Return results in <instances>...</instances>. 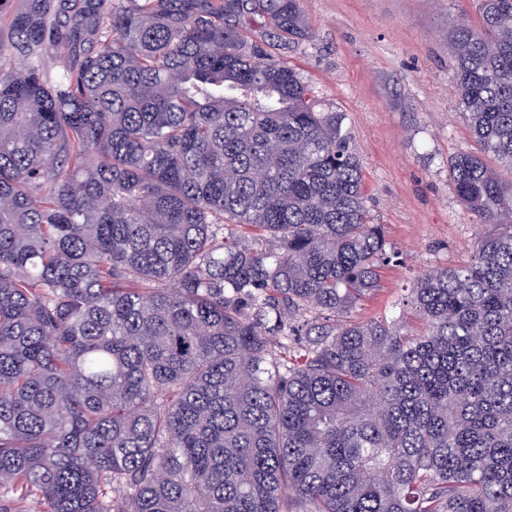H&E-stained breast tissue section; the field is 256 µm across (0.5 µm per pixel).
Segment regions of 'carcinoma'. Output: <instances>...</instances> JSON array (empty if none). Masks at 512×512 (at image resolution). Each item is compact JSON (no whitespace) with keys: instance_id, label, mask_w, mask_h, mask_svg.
<instances>
[{"instance_id":"obj_1","label":"carcinoma","mask_w":512,"mask_h":512,"mask_svg":"<svg viewBox=\"0 0 512 512\" xmlns=\"http://www.w3.org/2000/svg\"><path fill=\"white\" fill-rule=\"evenodd\" d=\"M66 2L0 38V512H512V0L448 31L480 231L415 330L353 317L400 252L300 0Z\"/></svg>"}]
</instances>
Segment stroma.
Wrapping results in <instances>:
<instances>
[{"label": "stroma", "mask_w": 512, "mask_h": 512, "mask_svg": "<svg viewBox=\"0 0 512 512\" xmlns=\"http://www.w3.org/2000/svg\"><path fill=\"white\" fill-rule=\"evenodd\" d=\"M313 35L279 50L315 90L317 105L344 115L367 206L401 263L354 314L416 327L409 288L426 271L470 262L479 226L459 203L448 162L474 147L451 89L448 31L475 15L474 0H302Z\"/></svg>", "instance_id": "obj_1"}]
</instances>
